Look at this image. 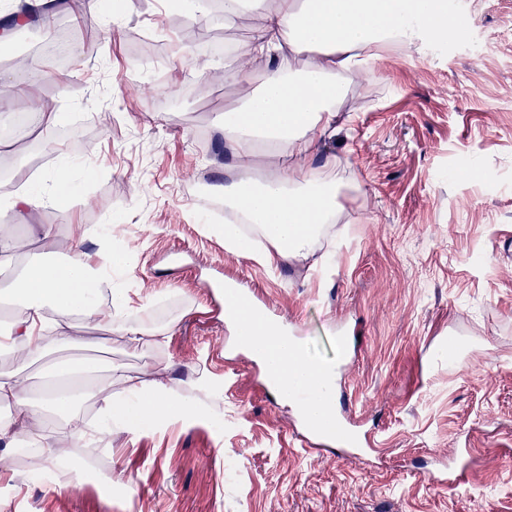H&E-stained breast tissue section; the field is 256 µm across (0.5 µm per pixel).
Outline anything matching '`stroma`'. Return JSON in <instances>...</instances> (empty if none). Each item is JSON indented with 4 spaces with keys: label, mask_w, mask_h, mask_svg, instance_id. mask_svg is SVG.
I'll return each instance as SVG.
<instances>
[{
    "label": "stroma",
    "mask_w": 512,
    "mask_h": 512,
    "mask_svg": "<svg viewBox=\"0 0 512 512\" xmlns=\"http://www.w3.org/2000/svg\"><path fill=\"white\" fill-rule=\"evenodd\" d=\"M452 26L437 45L405 47L352 75L342 108L353 118L315 153L334 159L352 188L315 252L270 267L230 250L223 222L191 195L216 197L234 173L212 120L258 88L265 59L185 52V34L210 30L207 13L166 0H122L102 23L64 12L90 54L42 70L33 100L17 80L47 29L31 42L0 38V131L18 113L59 112L47 157L31 144L0 146V224L15 243L0 275L20 274L49 251L65 252L73 225H101L137 247L120 321L173 326L165 349H127L108 325L67 319L74 342L54 357L7 354L8 369L39 394L56 363L71 360L167 381L208 369L219 395L189 393L198 417L115 430L74 463L100 457L121 485L47 483L19 454L5 455L14 481L9 512H512V0H447ZM470 177L457 178L458 169ZM66 179L64 202L50 178ZM44 201L28 222L9 203L18 190ZM54 228L53 242L32 233ZM221 278L278 309L290 335L333 363L352 416L376 432L364 459L315 453L293 433L298 413L265 386L262 367L237 344ZM460 453L472 479L433 483L428 470Z\"/></svg>",
    "instance_id": "obj_1"
}]
</instances>
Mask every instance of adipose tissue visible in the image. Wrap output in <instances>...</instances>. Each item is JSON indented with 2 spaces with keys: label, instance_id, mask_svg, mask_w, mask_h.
Masks as SVG:
<instances>
[{
  "label": "adipose tissue",
  "instance_id": "1",
  "mask_svg": "<svg viewBox=\"0 0 512 512\" xmlns=\"http://www.w3.org/2000/svg\"><path fill=\"white\" fill-rule=\"evenodd\" d=\"M264 18L265 25L246 51L269 61L258 89L248 91L243 107L218 115L216 125L232 138V156L241 170H249L259 143L281 159L274 177L248 178L226 185L224 206L235 217L224 228V239L234 250L250 252V242L238 225L254 226L267 246L260 257L273 265L312 253L323 224L343 209L342 180L328 167L311 166L318 135L334 129L346 89L339 77L381 61L394 38L421 47L439 39L448 27L447 0H224L226 18L246 14ZM312 57L302 68L292 64L294 54ZM86 233L74 227L65 259L33 261L26 265L7 298L20 307V316L0 332V349L38 357L64 341L63 323L79 312L90 320L111 321L123 310L126 298L113 290L112 274L130 266L136 253L127 242L114 240L111 225H103L94 251H86ZM109 304H102V295ZM242 349L273 369L282 392H291L310 378V363L287 331L264 327L252 316L230 315ZM114 382L99 389L96 423L84 422L72 408L79 396L61 390L44 392L46 404L67 414L60 437L36 424L42 406L32 403L26 388L8 372L0 371V445L33 450L37 467L60 460L66 448L87 447L97 433L112 428L138 434L145 427L194 419L200 408L184 394L206 390L215 380L207 372L165 382L132 377L113 367ZM120 392H113V383Z\"/></svg>",
  "mask_w": 512,
  "mask_h": 512
}]
</instances>
